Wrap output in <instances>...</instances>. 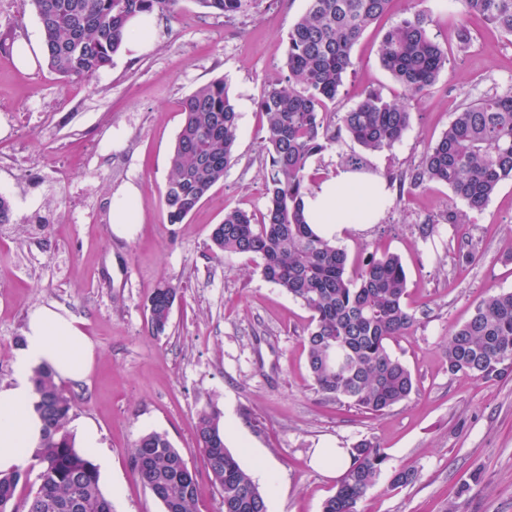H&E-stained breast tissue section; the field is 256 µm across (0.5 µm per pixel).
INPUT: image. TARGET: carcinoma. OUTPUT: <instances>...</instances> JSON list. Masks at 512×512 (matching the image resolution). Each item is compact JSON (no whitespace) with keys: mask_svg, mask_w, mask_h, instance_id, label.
<instances>
[{"mask_svg":"<svg viewBox=\"0 0 512 512\" xmlns=\"http://www.w3.org/2000/svg\"><path fill=\"white\" fill-rule=\"evenodd\" d=\"M179 0H30L38 18L48 68L71 83H90L112 65L136 17H172ZM226 17L247 12L254 0H196ZM391 0H308L288 31L287 74L268 82L258 106L269 158L263 177L267 205L260 218L232 208L210 234L213 255L261 259L263 278L300 300L312 312L305 336L314 389L338 403L381 414L408 399L415 387L409 367L389 343L408 335L417 322L405 302L407 277L395 254H374L348 272V255L309 224L304 198L314 177L310 159L345 132L369 152L394 147L408 130V101L428 92L448 64V51L428 31V16L416 9L390 27L379 46V63L405 91L388 101L370 89L338 123L323 112L336 100L354 66L352 49L384 17ZM461 21L459 47L472 41L467 18L479 15L512 36V0H455ZM183 121L169 159L161 205L170 224H182L235 159L238 112L233 97L216 79L197 87L184 101ZM512 179V91L487 93L453 113L447 129L409 173L399 176V193L430 183L448 186L463 208L448 209L419 226L422 237L440 224H467L488 205L500 183ZM180 288L161 282L144 308L155 336L166 332ZM448 372L492 380L512 371V291L492 292L471 318L448 334ZM35 409L43 424L42 443L31 463L0 474V512H18L19 486L30 483L24 512H112L97 465L75 447L66 429L73 398L45 369L34 371ZM195 444L220 496L221 512H267L265 496L251 474L226 448L218 410L197 415ZM352 464L322 512H359L388 457L381 445L363 439L349 449ZM134 472L164 512H198L197 471L167 436L149 432L131 449ZM419 471L395 469L390 488L416 482Z\"/></svg>","mask_w":512,"mask_h":512,"instance_id":"cac0c4a2","label":"carcinoma"}]
</instances>
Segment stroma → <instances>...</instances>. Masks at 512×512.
Listing matches in <instances>:
<instances>
[{
    "instance_id": "1",
    "label": "stroma",
    "mask_w": 512,
    "mask_h": 512,
    "mask_svg": "<svg viewBox=\"0 0 512 512\" xmlns=\"http://www.w3.org/2000/svg\"><path fill=\"white\" fill-rule=\"evenodd\" d=\"M306 0H256L227 18L180 0L177 15L156 17L153 41L137 58L120 53L87 85L65 83L46 64L22 71L16 40H40L29 0H0V194L12 223L0 224V384L10 383L30 314L51 304L69 311L94 346L89 374L68 383L71 421L101 433L111 469L101 477L113 512H163L137 479L130 449L143 434H166L198 473V512H221L220 498L195 446L204 408L231 419L225 443L250 473L268 463L279 488L267 512H322L337 480L311 464L317 448L377 441L388 468L360 512H512V374L486 381L449 374L448 331L463 324L493 291H512V181L466 224H442L423 239L420 224L457 204L431 184L394 198L376 224L338 245L350 266L370 254L400 256L406 302L417 323L392 351L413 372L411 397L381 415L326 399L307 366L311 313L263 279L258 261L213 258L209 234L229 208L263 212L266 150L258 102L269 79L285 75L287 34ZM409 0L354 46L353 69L327 112H344L371 88L389 100L400 85L378 59L383 33L405 17ZM429 33L448 49V66L428 93L411 100V123L392 149L365 152L340 134L311 158L317 181L343 159L391 178L416 165L463 103L512 90V37L482 18L468 21L474 41L459 51L454 0H424ZM224 79L239 112L235 160L185 223H168L161 197L182 104L199 85ZM138 186L143 211L132 238L110 229L111 197ZM471 241L476 257L458 263L447 245ZM180 296L164 335L148 329L143 302L160 281ZM413 467L420 479L390 488V471Z\"/></svg>"
}]
</instances>
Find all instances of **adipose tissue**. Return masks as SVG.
<instances>
[{"label":"adipose tissue","instance_id":"ef3b65f1","mask_svg":"<svg viewBox=\"0 0 512 512\" xmlns=\"http://www.w3.org/2000/svg\"><path fill=\"white\" fill-rule=\"evenodd\" d=\"M305 213L318 233L330 240L350 230L379 223L391 204V193L379 176L339 167L304 199ZM142 200L127 185L111 201L110 224L119 237H132L140 220ZM94 348L79 322L57 307H41L29 317L10 385L0 386V472L19 468L38 448L43 423L35 410L31 380L34 369L77 381L91 370Z\"/></svg>","mask_w":512,"mask_h":512}]
</instances>
